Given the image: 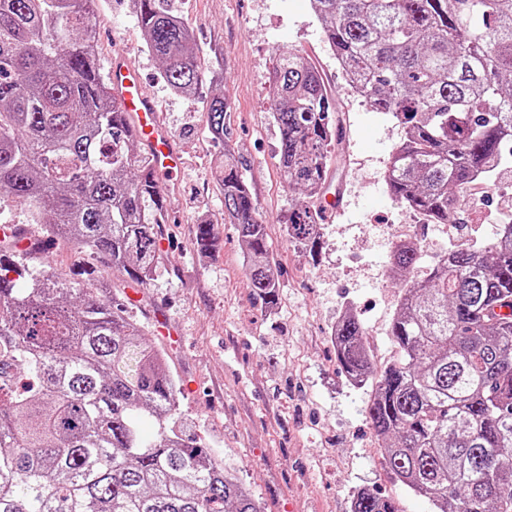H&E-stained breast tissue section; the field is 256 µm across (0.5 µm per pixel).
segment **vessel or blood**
<instances>
[{
	"label": "vessel or blood",
	"mask_w": 512,
	"mask_h": 512,
	"mask_svg": "<svg viewBox=\"0 0 512 512\" xmlns=\"http://www.w3.org/2000/svg\"><path fill=\"white\" fill-rule=\"evenodd\" d=\"M112 93L121 112L130 118L134 131L153 155L157 170L171 171L182 164L173 138L163 124L153 98L144 88L136 66L124 55L113 56L110 66Z\"/></svg>",
	"instance_id": "vessel-or-blood-1"
}]
</instances>
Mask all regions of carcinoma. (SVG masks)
<instances>
[{
	"mask_svg": "<svg viewBox=\"0 0 512 512\" xmlns=\"http://www.w3.org/2000/svg\"><path fill=\"white\" fill-rule=\"evenodd\" d=\"M164 0H132L161 78L192 96L204 72L189 28ZM339 67L406 138L393 153L391 195L427 224H446L468 186L489 179L512 145V0H310ZM99 0H0V191L45 234L102 258L147 288L159 251L163 189L153 160L118 111L99 65ZM270 102L288 187L321 194L336 140L324 78L290 49L276 61ZM221 151L215 176L224 219L238 225L247 275L277 304L264 224L228 149L224 95L206 103ZM321 213L293 209L288 239L312 255ZM22 236L0 239V512H264L204 439L178 425L181 389L144 326L99 288L53 269L21 282ZM203 254L214 224H196ZM422 254L395 246L402 282L389 330L395 351L373 367L351 311L333 326L336 362L374 384L373 431L394 438L386 464L434 512H512V224L486 244L452 245L411 277ZM507 308L506 314L496 313ZM155 433L142 431L144 417ZM351 512H402L358 490Z\"/></svg>",
	"mask_w": 512,
	"mask_h": 512,
	"instance_id": "1",
	"label": "carcinoma"
}]
</instances>
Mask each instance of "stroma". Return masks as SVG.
Instances as JSON below:
<instances>
[{"label": "stroma", "instance_id": "obj_1", "mask_svg": "<svg viewBox=\"0 0 512 512\" xmlns=\"http://www.w3.org/2000/svg\"><path fill=\"white\" fill-rule=\"evenodd\" d=\"M167 7L194 35L205 68L198 95L165 85L128 0H100L96 35L101 63L121 52L140 65L184 158L181 170L160 177L166 196L159 263L130 311L181 382L185 429L204 438L265 512H350L363 487L398 498L403 512H432L426 498L388 473V441L365 413L372 388L354 386L340 372L328 339L332 324L352 309L368 333L375 367L384 368L393 356L388 330L400 292L389 275L397 236L418 228L416 245L429 259L449 247L440 225L422 224L387 191L385 172L405 129L373 112L347 82L309 0H167ZM291 48L303 50L322 73L340 128L326 193L337 197L341 211L327 217L315 255L295 247L284 231L289 211L306 198L281 179L279 130L269 109L276 60ZM220 93L231 103L224 122L266 226L279 284L272 307L255 296L238 229L224 220L214 170L219 148L201 102ZM511 213L512 165L499 169L481 205L465 204L456 220L464 241L486 242L493 237L487 217ZM204 218L219 241L211 255L194 245ZM41 255L87 288L104 275L97 257L67 246ZM159 310L179 331V347L157 333Z\"/></svg>", "mask_w": 512, "mask_h": 512}]
</instances>
